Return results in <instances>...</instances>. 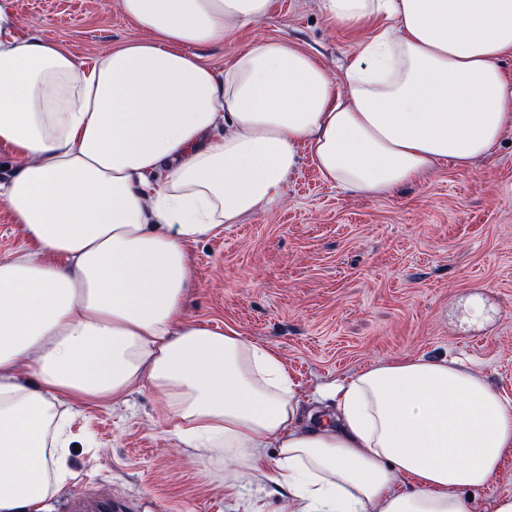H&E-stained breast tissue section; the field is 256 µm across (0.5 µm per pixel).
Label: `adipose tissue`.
<instances>
[{
  "label": "adipose tissue",
  "mask_w": 512,
  "mask_h": 512,
  "mask_svg": "<svg viewBox=\"0 0 512 512\" xmlns=\"http://www.w3.org/2000/svg\"><path fill=\"white\" fill-rule=\"evenodd\" d=\"M323 2L382 24L340 76L284 39L201 62L270 0H120L142 36L90 64L0 9V198L41 251L0 258V512H48L67 483L59 407L145 387L184 447L223 454L231 494L263 476L288 512H475L512 453V402L479 373L404 357L324 413L271 349L184 314L192 245L274 204L303 154L375 196L512 130V0Z\"/></svg>",
  "instance_id": "obj_1"
}]
</instances>
